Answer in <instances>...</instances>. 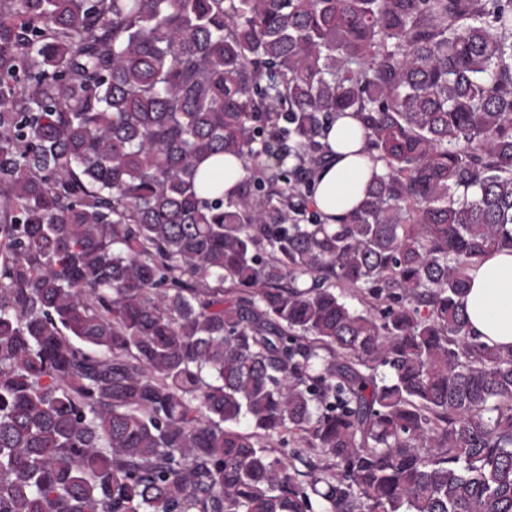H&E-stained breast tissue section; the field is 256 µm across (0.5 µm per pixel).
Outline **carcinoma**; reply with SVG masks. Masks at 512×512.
<instances>
[{"label":"carcinoma","instance_id":"carcinoma-1","mask_svg":"<svg viewBox=\"0 0 512 512\" xmlns=\"http://www.w3.org/2000/svg\"><path fill=\"white\" fill-rule=\"evenodd\" d=\"M502 249L512 0H0V512H512ZM328 162L314 176L313 203L329 216L327 224H342L347 213L364 197L372 173L380 164L365 152L359 122L350 115H340L326 138ZM360 152L354 155L353 152ZM201 170L218 174L224 199L237 195L239 184L246 175L243 162L230 155L208 158L201 164ZM468 329L481 342L512 349V251H494L469 270Z\"/></svg>","mask_w":512,"mask_h":512}]
</instances>
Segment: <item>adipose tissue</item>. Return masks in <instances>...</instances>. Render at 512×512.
I'll return each instance as SVG.
<instances>
[{
	"label": "adipose tissue",
	"mask_w": 512,
	"mask_h": 512,
	"mask_svg": "<svg viewBox=\"0 0 512 512\" xmlns=\"http://www.w3.org/2000/svg\"><path fill=\"white\" fill-rule=\"evenodd\" d=\"M328 161L314 176L313 203L340 224L364 197L379 164L364 153V137L352 116H339L326 138ZM465 299L468 329L479 341L502 350L512 349V251H494L469 271Z\"/></svg>",
	"instance_id": "obj_1"
}]
</instances>
